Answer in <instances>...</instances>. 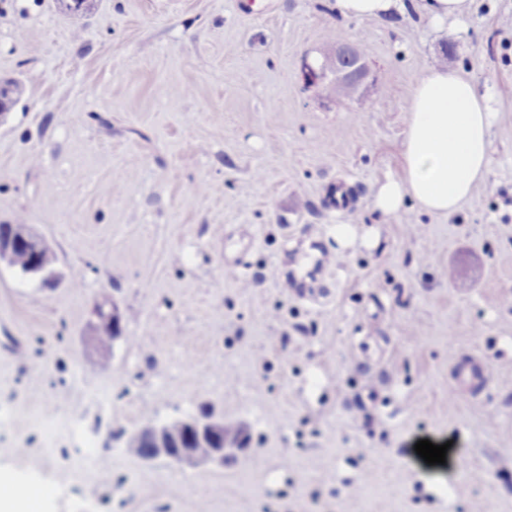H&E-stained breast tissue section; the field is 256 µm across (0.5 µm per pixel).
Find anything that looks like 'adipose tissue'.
Here are the masks:
<instances>
[{"instance_id": "ef3b65f1", "label": "adipose tissue", "mask_w": 512, "mask_h": 512, "mask_svg": "<svg viewBox=\"0 0 512 512\" xmlns=\"http://www.w3.org/2000/svg\"><path fill=\"white\" fill-rule=\"evenodd\" d=\"M407 112L400 169L377 182L372 206L392 218L410 199L452 215L488 172L489 106L472 80L437 66L418 81Z\"/></svg>"}]
</instances>
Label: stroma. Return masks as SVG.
Segmentation results:
<instances>
[{
  "label": "stroma",
  "instance_id": "stroma-1",
  "mask_svg": "<svg viewBox=\"0 0 512 512\" xmlns=\"http://www.w3.org/2000/svg\"><path fill=\"white\" fill-rule=\"evenodd\" d=\"M345 42L370 75L339 106L303 73ZM435 64L486 97L489 171L452 216L386 218L371 190ZM0 80V224L56 255L50 285L0 265V478L37 512H512V0L442 24L335 0H0ZM291 271L322 298L287 293ZM102 302L123 333L105 359ZM468 357L492 380L450 398ZM205 406L251 437L224 466L127 452L144 411ZM72 416L94 460L55 432ZM338 12L349 18H380L391 11L404 12V0H336Z\"/></svg>",
  "mask_w": 512,
  "mask_h": 512
}]
</instances>
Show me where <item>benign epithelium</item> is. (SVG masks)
I'll list each match as a JSON object with an SVG mask.
<instances>
[{
  "label": "benign epithelium",
  "mask_w": 512,
  "mask_h": 512,
  "mask_svg": "<svg viewBox=\"0 0 512 512\" xmlns=\"http://www.w3.org/2000/svg\"><path fill=\"white\" fill-rule=\"evenodd\" d=\"M370 73L368 63L353 55L347 44H338L326 53L322 63L314 68L307 66L305 75L315 84L344 80L361 86ZM25 248L30 262L24 274L38 278L44 284L54 280L55 255L49 244L33 234L27 224H13L10 230L0 235V264L11 263L16 250ZM187 433L179 440L180 453L171 458L172 463L181 466L211 464L224 465L225 450L221 427L223 418L214 414L195 415L183 419ZM139 441L147 442L160 457L167 456L169 438L161 425H150L133 434Z\"/></svg>",
  "instance_id": "obj_1"
}]
</instances>
